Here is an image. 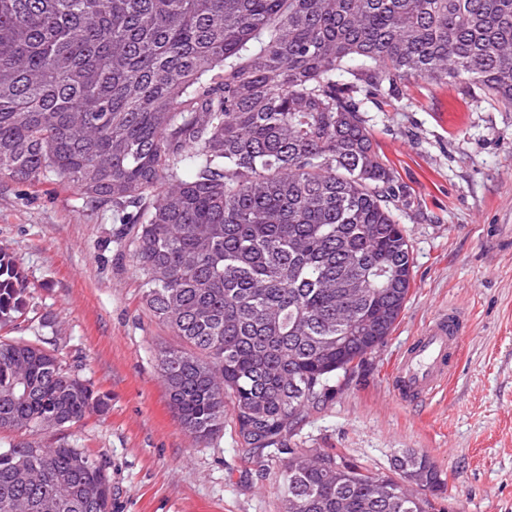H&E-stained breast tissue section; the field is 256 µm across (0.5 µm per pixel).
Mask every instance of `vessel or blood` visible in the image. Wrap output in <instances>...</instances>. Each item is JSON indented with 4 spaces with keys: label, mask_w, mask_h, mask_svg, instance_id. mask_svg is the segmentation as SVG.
<instances>
[{
    "label": "vessel or blood",
    "mask_w": 512,
    "mask_h": 512,
    "mask_svg": "<svg viewBox=\"0 0 512 512\" xmlns=\"http://www.w3.org/2000/svg\"><path fill=\"white\" fill-rule=\"evenodd\" d=\"M464 328V319L457 310L438 311L395 368L392 389L399 401L427 397L447 383L451 376L450 359L461 351Z\"/></svg>",
    "instance_id": "b4317fda"
}]
</instances>
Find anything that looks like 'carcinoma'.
<instances>
[{"instance_id": "cac0c4a2", "label": "carcinoma", "mask_w": 512, "mask_h": 512, "mask_svg": "<svg viewBox=\"0 0 512 512\" xmlns=\"http://www.w3.org/2000/svg\"><path fill=\"white\" fill-rule=\"evenodd\" d=\"M409 78L512 106V0H0V176L55 177L126 225L169 406L206 441L231 407L282 455L283 512H445L395 476L286 438L391 334L409 240L362 113ZM0 250V328L24 314ZM105 394L41 340L0 336V512H112L106 462L35 437ZM433 491L410 496L397 479Z\"/></svg>"}]
</instances>
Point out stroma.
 <instances>
[{
  "label": "stroma",
  "mask_w": 512,
  "mask_h": 512,
  "mask_svg": "<svg viewBox=\"0 0 512 512\" xmlns=\"http://www.w3.org/2000/svg\"><path fill=\"white\" fill-rule=\"evenodd\" d=\"M365 118L400 188L413 284L385 344L288 442L388 476L412 449L440 471L448 512H512V110L462 80L413 79ZM126 240L74 188L0 177V249L27 277L16 333L58 347L109 398L61 439L106 461L112 512H280V464L248 454L233 415L198 441L170 410L157 355L175 338L145 307ZM450 305L469 319L451 380L398 402L395 363Z\"/></svg>",
  "instance_id": "stroma-1"
}]
</instances>
